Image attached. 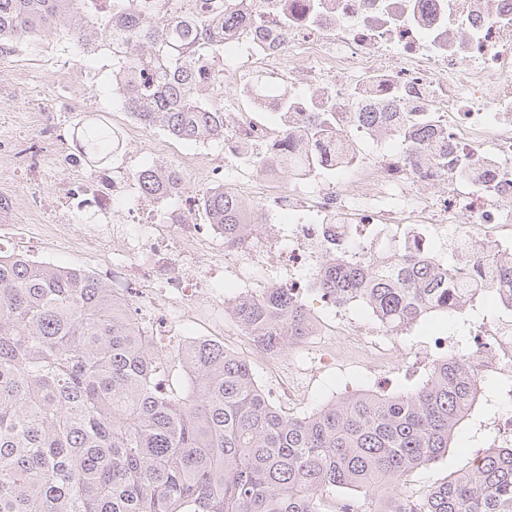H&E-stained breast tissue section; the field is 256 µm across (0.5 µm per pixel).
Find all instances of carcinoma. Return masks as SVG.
<instances>
[{"mask_svg": "<svg viewBox=\"0 0 512 512\" xmlns=\"http://www.w3.org/2000/svg\"><path fill=\"white\" fill-rule=\"evenodd\" d=\"M155 0H0V59L61 16L67 35L112 52L113 92L137 121L186 143L224 137V106L200 96L216 80L224 30L239 24V0L186 22ZM336 113L318 112L301 135L320 140ZM403 143L426 148L412 112L397 125ZM83 154L102 160L116 136L105 123L79 129ZM146 196L184 182L174 166L134 174ZM198 201L229 249L252 229L239 198L204 185ZM329 259L310 288H264L224 300L254 345L281 354L312 336L304 294L337 307L360 303L398 335L435 313L458 311L482 292L512 304V253L487 249L493 277L420 253L414 240L382 258L356 238L327 243ZM177 359L188 388L161 393L157 371ZM482 377L467 354L437 359L406 393H357L305 417L269 400L248 362L197 342L160 357L129 304L106 282L71 267L0 254V512H322L336 487L375 502L374 512H512V445L488 448L421 500L409 475L448 453L476 405Z\"/></svg>", "mask_w": 512, "mask_h": 512, "instance_id": "carcinoma-1", "label": "carcinoma"}]
</instances>
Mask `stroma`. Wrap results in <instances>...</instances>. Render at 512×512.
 Here are the masks:
<instances>
[{
	"instance_id": "stroma-1",
	"label": "stroma",
	"mask_w": 512,
	"mask_h": 512,
	"mask_svg": "<svg viewBox=\"0 0 512 512\" xmlns=\"http://www.w3.org/2000/svg\"><path fill=\"white\" fill-rule=\"evenodd\" d=\"M67 28L66 20H57L51 29L34 34L16 55L0 59V140L13 142L18 148L17 153L0 154V171L12 174L11 180L0 181V196L10 203V223L19 225L28 240L47 248L51 264L99 274L104 270L101 252L75 249L69 238L48 229L56 221L51 207L61 201L64 184L72 174L69 161L81 153L76 133L87 120L99 118L112 126L120 140L106 159L83 161L85 173L113 171L130 176L148 160L124 145L128 115L112 94L111 53L103 49L84 51L81 45L65 39ZM208 252L212 263L224 270L225 295H237L232 282L241 269L246 270L256 291L280 281L278 267L249 266L242 257L225 251L223 240H210ZM305 302L311 315L324 322L326 333L279 355L274 370L269 367V355L255 348L229 313L212 302H200L198 316L188 329L195 336L223 332L225 349L249 362L264 390H271L275 379H297L301 397L286 405L285 411L304 416L354 393L409 391L425 380L436 358V338L464 348L480 331L512 317L493 294L486 293L462 311L429 317L396 336L362 305L339 308L311 292ZM348 327L365 330L385 344L391 366L378 368L363 360L343 359L332 367L312 370L326 334L337 335ZM509 440L512 391L490 375L447 456L414 470L408 478L409 488L416 495H425L485 449Z\"/></svg>"
}]
</instances>
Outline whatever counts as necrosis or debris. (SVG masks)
I'll return each instance as SVG.
<instances>
[{"label": "necrosis or debris", "mask_w": 512, "mask_h": 512, "mask_svg": "<svg viewBox=\"0 0 512 512\" xmlns=\"http://www.w3.org/2000/svg\"><path fill=\"white\" fill-rule=\"evenodd\" d=\"M243 16V28L225 32L224 47L236 67L251 71L244 92L252 105H225L224 160L245 166L241 190L257 200L263 222L291 217L282 267L318 265L317 247L347 237L350 224L371 246L376 225L423 224L476 259L485 244L512 249L495 237L512 221V0H273L270 11L250 4ZM329 95L343 139H393L387 129L354 122V113L422 112L449 155L487 162L485 179H449L435 162L403 149L380 153L317 191L269 189L280 175L284 133L253 113H284L299 126ZM443 181L445 194L424 196ZM128 217L139 231L125 254L107 261L105 274L119 296L136 302L134 316L150 326L156 347L184 349L193 337L179 330L171 309L187 314L199 297L213 298L217 272L203 245L217 227L195 223L182 206L159 224L140 223L135 208ZM351 356L388 359L359 333L339 337L318 362ZM471 358L480 371L512 382L507 329L481 333Z\"/></svg>", "instance_id": "1"}]
</instances>
